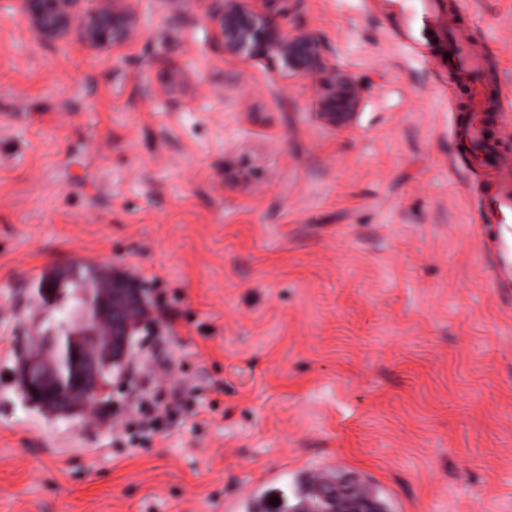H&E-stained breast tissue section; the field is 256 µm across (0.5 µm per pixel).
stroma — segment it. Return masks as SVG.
Instances as JSON below:
<instances>
[{
  "label": "stroma",
  "instance_id": "stroma-1",
  "mask_svg": "<svg viewBox=\"0 0 512 512\" xmlns=\"http://www.w3.org/2000/svg\"><path fill=\"white\" fill-rule=\"evenodd\" d=\"M138 5L135 42L62 53L0 0V512H225L316 468L387 512H512V279L436 29L512 157V0H288L359 85L342 128L200 0ZM81 259L150 286L134 356L194 390L152 448L113 441L127 382L67 418L19 388L50 334L27 272Z\"/></svg>",
  "mask_w": 512,
  "mask_h": 512
}]
</instances>
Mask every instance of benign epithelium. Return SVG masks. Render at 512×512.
<instances>
[{
	"label": "benign epithelium",
	"mask_w": 512,
	"mask_h": 512,
	"mask_svg": "<svg viewBox=\"0 0 512 512\" xmlns=\"http://www.w3.org/2000/svg\"><path fill=\"white\" fill-rule=\"evenodd\" d=\"M203 22L223 52L247 60L276 59L285 71L319 80V105L333 126L347 125L359 88L328 63L320 43L269 13L274 0H202ZM19 14L37 43L65 51L78 44L101 52L135 41L141 34L134 0H17ZM51 296L53 323L48 345L20 361L19 385L33 402L70 414L112 395L134 354V338L149 312L142 282L117 271L92 277L69 299ZM68 363L69 378L61 375ZM327 512H381L372 500L325 496Z\"/></svg>",
	"instance_id": "1"
}]
</instances>
